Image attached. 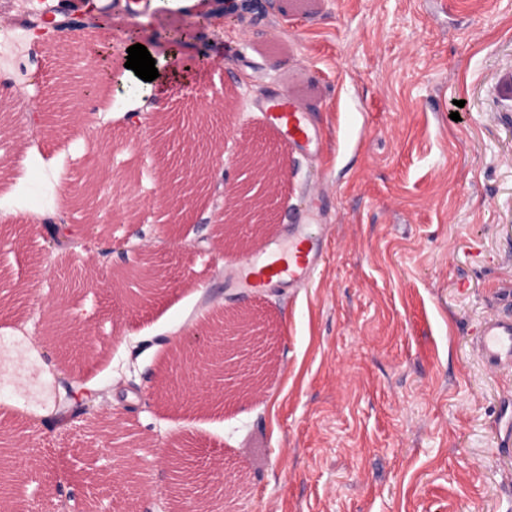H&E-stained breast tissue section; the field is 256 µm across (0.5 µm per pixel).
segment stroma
<instances>
[{
    "label": "stroma",
    "mask_w": 512,
    "mask_h": 512,
    "mask_svg": "<svg viewBox=\"0 0 512 512\" xmlns=\"http://www.w3.org/2000/svg\"><path fill=\"white\" fill-rule=\"evenodd\" d=\"M314 2L257 0L188 37L178 59L212 44L219 55L138 126L114 111L117 91L106 109L85 97L51 132L29 109L48 99L60 50L31 41V0H0V113L11 114L0 168L17 178L0 189V214L13 216L0 225V267L32 287L0 291V411L25 459L45 464L20 475L18 512L114 499L109 448L85 452L102 421L142 461L139 512H171L165 452L182 444L234 486L229 512H512V372L488 371L476 350L483 319L512 314V0ZM153 21L113 9L94 43L124 54L133 24ZM281 94L322 132L320 153L292 151L260 119L258 103ZM191 109L212 114L210 188L172 237L155 199L162 158L182 144L160 143V119ZM145 131L152 140L136 148ZM248 143L285 156L288 172L275 222L241 233L254 251L285 239L316 201L326 255L312 283L242 288L240 250L205 237L227 211L225 185L251 178L235 163ZM91 169L97 209L71 208ZM57 207L89 228L75 256L25 230ZM144 233L166 287L132 310L110 272ZM58 303L92 350L34 352L16 338L25 325L42 336ZM252 305L273 330L258 397L218 410L151 398L174 336L211 310ZM72 375L93 377L105 400L38 421Z\"/></svg>",
    "instance_id": "1"
}]
</instances>
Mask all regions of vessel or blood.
I'll return each instance as SVG.
<instances>
[{"label": "vessel or blood", "instance_id": "1", "mask_svg": "<svg viewBox=\"0 0 512 512\" xmlns=\"http://www.w3.org/2000/svg\"><path fill=\"white\" fill-rule=\"evenodd\" d=\"M268 127L291 148L320 146V137L294 98L276 96L260 107ZM323 260L309 225H296L287 241L258 250L242 273V283L261 291L274 280L291 284L310 281ZM476 347L486 369L492 372L512 370V314L493 312L480 325Z\"/></svg>", "mask_w": 512, "mask_h": 512}]
</instances>
